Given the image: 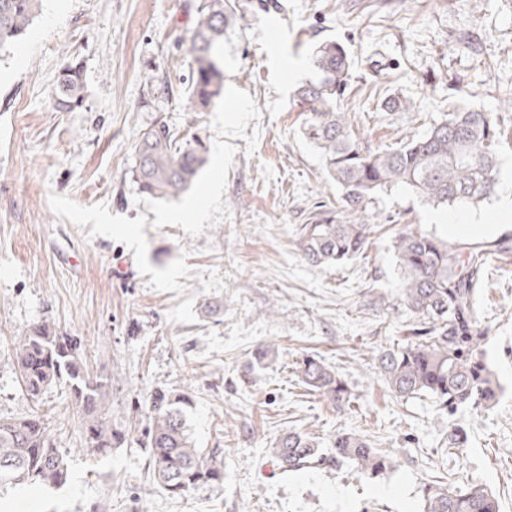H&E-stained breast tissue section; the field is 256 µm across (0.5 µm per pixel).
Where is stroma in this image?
<instances>
[{
    "instance_id": "1",
    "label": "stroma",
    "mask_w": 512,
    "mask_h": 512,
    "mask_svg": "<svg viewBox=\"0 0 512 512\" xmlns=\"http://www.w3.org/2000/svg\"><path fill=\"white\" fill-rule=\"evenodd\" d=\"M199 0H43L32 27L0 51V418L39 412L70 462L67 484L0 489V512H423L419 488L483 484L512 512V254L494 259L477 296L483 349L504 393L488 411L441 410L428 396L389 393L377 354L414 326L399 301L392 240L404 227L444 237L448 223L481 228L503 211L512 146L499 155L500 191L476 206H433L403 188L367 204L365 258L306 262L297 225L332 209L339 191L299 134L295 89L331 39L354 62L337 101L352 128L383 148L426 133L449 105L498 113L512 85V0H240L220 51L224 94L185 109L190 68L178 44ZM81 66L80 107L59 110L66 62ZM416 101L388 112L383 98ZM168 124L206 148L197 185L176 200L132 180L139 130ZM48 321L81 337L90 375L112 381V422L130 426L156 389H184L198 448L222 449L224 485L172 497L148 484L139 436L104 456L81 444L63 387L30 401L13 339ZM272 346L268 364L253 352ZM335 366L356 401L331 408L297 378L303 356ZM468 435L463 458L451 428ZM329 447L356 432L401 465L375 481L353 464L281 472L271 453L285 431Z\"/></svg>"
}]
</instances>
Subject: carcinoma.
I'll return each instance as SVG.
<instances>
[{"mask_svg": "<svg viewBox=\"0 0 512 512\" xmlns=\"http://www.w3.org/2000/svg\"><path fill=\"white\" fill-rule=\"evenodd\" d=\"M41 2L0 0V50L26 34ZM239 12V0H201L198 5L191 36L181 43L191 67L187 111L198 112L221 97L224 70L219 50ZM311 63L314 79L295 90L304 114L301 134L321 154L340 194L337 209L298 225V248L305 261L343 264L365 256L373 225L361 213L376 193L407 187L436 207L476 204L495 195L498 152L512 144V134L506 132L499 114L453 105L425 135L396 148L373 149L336 107L351 81L347 50L336 41L323 42ZM80 91V69L68 62L55 87L59 109L78 104ZM136 153L133 174L138 187L163 200L186 193L208 162L202 145L177 144L166 124L138 132ZM393 248L401 303L417 324L411 329L413 339L378 355L389 391L401 400L430 396L451 413L461 407L496 404L500 385L480 350L485 332L475 303L490 262L512 248L498 240L451 242L412 228L398 233ZM13 348L28 399H38L60 382L68 386L72 404L82 416L86 450L103 455L125 443L131 430L112 424L111 384L104 376L88 374L80 337L42 321L16 337ZM298 377L305 388L338 410L355 400L347 382L322 359L303 358ZM190 405L186 393L157 389L136 408L147 421L143 431L153 482L172 496L201 486L218 489L224 482L223 449L204 452L193 444L186 419ZM272 453L286 471L348 461L363 477L375 479L400 467L390 452L351 432L336 434L325 454L312 437L288 430L276 439ZM69 475L67 455L54 446L38 413L0 419V486L31 481L62 486ZM422 494L424 512H499L497 499L482 485L450 488L434 479L422 486Z\"/></svg>", "mask_w": 512, "mask_h": 512, "instance_id": "carcinoma-1", "label": "carcinoma"}]
</instances>
